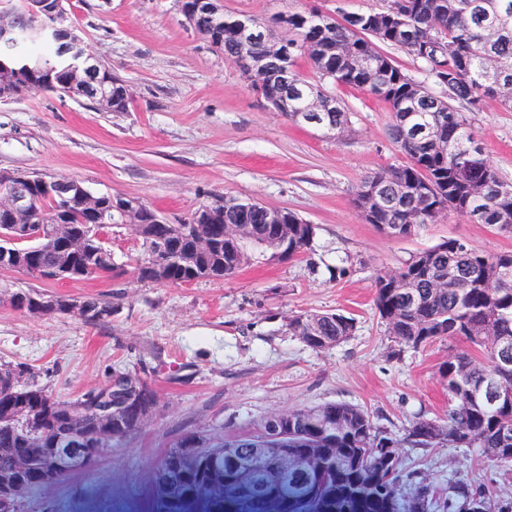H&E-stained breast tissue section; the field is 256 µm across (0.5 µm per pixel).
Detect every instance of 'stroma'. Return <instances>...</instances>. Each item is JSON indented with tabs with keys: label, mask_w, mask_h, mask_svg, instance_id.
Instances as JSON below:
<instances>
[{
	"label": "stroma",
	"mask_w": 512,
	"mask_h": 512,
	"mask_svg": "<svg viewBox=\"0 0 512 512\" xmlns=\"http://www.w3.org/2000/svg\"><path fill=\"white\" fill-rule=\"evenodd\" d=\"M385 0H224L225 12L268 17L314 6L334 19L384 7ZM68 20L89 51L131 92L124 112L83 99L30 91L0 103V172L73 178L92 193L112 192L168 217L231 196L295 212L316 227V253L279 261L258 257L236 275L165 286L132 273L141 244L112 230L121 279L35 284L0 271V295L100 296L105 323L66 315L33 317L0 305V365H22L28 384L68 399L113 372L147 374L158 395L153 417L88 468L51 489L27 493L20 512H150V473L182 437L209 442L256 434L278 412L344 402L367 410L384 434L403 441L402 486L424 482L447 495L453 481L477 480L512 498V474L477 448L407 444L417 419L440 422L450 398L440 364L457 341L395 344L374 305L375 276L450 237L494 254L512 236L455 212L418 235L392 238L366 223L353 203L367 175L402 164L387 105L354 89L339 94L352 113L341 135L301 126L273 111L252 81L187 24L177 0H68ZM499 177L512 183V110L487 97L466 113ZM350 266L329 278L330 266ZM341 311L354 335L315 351L288 332L290 316Z\"/></svg>",
	"instance_id": "obj_1"
}]
</instances>
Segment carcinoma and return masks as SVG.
Masks as SVG:
<instances>
[{
	"label": "carcinoma",
	"mask_w": 512,
	"mask_h": 512,
	"mask_svg": "<svg viewBox=\"0 0 512 512\" xmlns=\"http://www.w3.org/2000/svg\"><path fill=\"white\" fill-rule=\"evenodd\" d=\"M247 21L266 32L263 38L250 39L239 32L238 18L224 16L216 25L210 16L198 14L193 28L211 46L235 62L243 57L268 60L269 80L275 83L288 69V99L273 104V109L292 118L305 110L309 90L334 99L338 87L357 88L386 102L391 112L390 135L406 162L363 178L354 192V204L369 224H395L400 237L418 234L452 210L469 221L487 224L512 235V185L498 176L483 146L468 130L463 113L455 103L478 112L488 95L486 81L492 77L512 86V0H388L386 7L368 12L349 13L337 22L315 8L288 18V44L294 49L284 58L270 56L269 42L279 39L273 19L249 17ZM402 50L420 64L422 79L416 80L377 50L376 43ZM38 65L27 71L0 70V100L31 90H44L60 96L80 99L79 83L67 65L54 58L53 48L34 54ZM306 58L315 70L317 81L309 82L297 69V60ZM100 80L112 88L110 99L95 102L103 112H125L128 88L112 76L105 65ZM438 88L434 93L432 88ZM317 128L332 133L347 130L351 112L341 103L320 113ZM379 185L385 204L368 210L363 189ZM31 224H53L65 216L81 226L91 221L93 208L83 200L64 202L43 192H34ZM245 201L224 197L223 211L216 212L219 223L170 224L168 234L175 248L186 252L189 237L198 234H223L224 225L242 221L266 229L269 209L242 210ZM288 235L239 238L229 247L217 246L207 258L194 265L168 264L159 279L146 273L152 262V241L156 234V216L152 211L133 207L119 214L114 225L125 221L139 224L142 254L134 271L139 279L162 285H178L230 277L250 265L255 253L271 254L280 260L305 257L314 253V225L288 210H279ZM27 249L36 265H70L74 280L96 276L97 270L112 269V277L124 275L112 255L96 263L97 269L78 271L82 265L51 240L35 238ZM406 281L410 298L395 294L385 284L387 274L377 275L375 306L389 326L400 355V347H425L438 340H459L470 347L448 356L440 366V375L448 387L451 405L448 417L435 424L436 433H421L423 421H416L409 432L410 441L433 448L443 442L467 448H480L490 458L512 471V455L496 453L499 434L512 431V407L491 406L482 390L496 370L495 351L480 336L483 325H491L512 339V251L487 255L469 245L463 249L457 239L448 238L414 255L397 270ZM452 276L454 287L438 290L433 280ZM355 318L340 312H303L288 321V331L307 347L322 351L352 336ZM478 352L481 358L472 356ZM109 390L105 384L74 399L52 402L63 409L83 405L89 424L96 423L101 402ZM292 425L300 437L292 448L309 450L310 464L327 471L314 497L307 503L295 501L291 512H459L461 503L478 494L487 501V512H512V498L499 499L485 487L455 481L448 499L439 501L434 489L419 484L401 490V462L382 470L374 462L376 441L384 440L368 411L348 403H326L294 411ZM59 436L56 419L22 422L0 415V472L12 468L16 457L32 448L50 449ZM210 452L231 455L244 451L247 440L221 441L206 445L191 435L188 440ZM153 512H273L270 502L255 495L250 485L235 482L233 495L227 491L214 498L203 489L196 463L186 460H162L150 477Z\"/></svg>",
	"instance_id": "cac0c4a2"
}]
</instances>
